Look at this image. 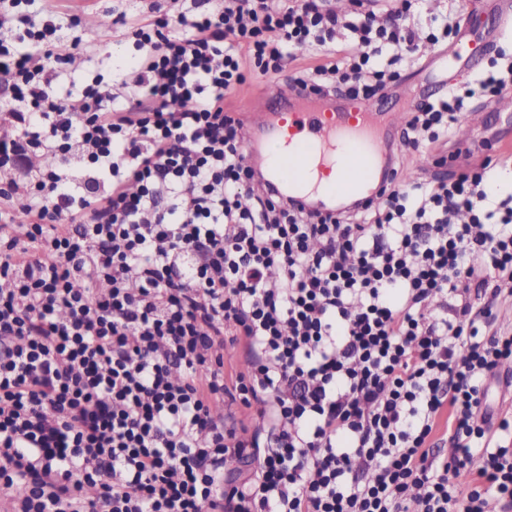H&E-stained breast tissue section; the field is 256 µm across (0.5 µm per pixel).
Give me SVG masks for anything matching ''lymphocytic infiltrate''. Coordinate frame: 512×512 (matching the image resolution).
I'll list each match as a JSON object with an SVG mask.
<instances>
[{
  "instance_id": "obj_1",
  "label": "lymphocytic infiltrate",
  "mask_w": 512,
  "mask_h": 512,
  "mask_svg": "<svg viewBox=\"0 0 512 512\" xmlns=\"http://www.w3.org/2000/svg\"><path fill=\"white\" fill-rule=\"evenodd\" d=\"M129 24L134 81L94 77L71 107L55 31L4 34L13 146L48 157L0 195V495L8 512H512V415L487 385L512 360L492 298L512 285V196L487 167L404 183L384 208L308 212L245 161L224 109L293 49V87L370 100L415 55L411 0H201ZM512 87V54L422 98L412 150H437L472 99ZM184 102L181 110L173 102ZM80 156L74 178L62 161ZM26 223H18V216ZM491 300L449 310L458 280ZM241 347L247 371L227 369ZM256 407L248 427L233 405ZM454 453L429 446L440 416ZM483 466L460 483L473 456ZM255 465L229 481L227 463Z\"/></svg>"
}]
</instances>
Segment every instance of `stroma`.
I'll use <instances>...</instances> for the list:
<instances>
[{"label":"stroma","instance_id":"stroma-1","mask_svg":"<svg viewBox=\"0 0 512 512\" xmlns=\"http://www.w3.org/2000/svg\"><path fill=\"white\" fill-rule=\"evenodd\" d=\"M166 0H37L36 9L53 16L61 28L53 39L58 44L72 47L76 58L68 65L61 83L62 91L78 92L85 79L95 74L111 76L119 66L131 60L136 50L124 27L116 25L115 17L127 13L135 17L150 14L152 6ZM492 0H466L465 8H457L456 0H416L413 10L423 32H430L433 18L453 11L459 12L464 28L472 34V48H480L481 38L494 24ZM423 61L400 69L399 75L387 90L383 100L386 111L407 119L416 103L404 95L406 87L424 89L428 82L438 81L461 85L473 80L479 71L488 67L480 60L476 68L463 65L448 68L444 56L445 44L427 45L422 49ZM479 150L481 156L491 158L499 169L512 170V89L499 96L496 106L472 102L471 110L456 128L447 146L442 150L448 161L438 165L434 155L423 152L411 156L405 170L413 179L434 181L456 177L464 168L462 151Z\"/></svg>","mask_w":512,"mask_h":512}]
</instances>
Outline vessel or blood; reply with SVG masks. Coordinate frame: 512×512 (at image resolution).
Masks as SVG:
<instances>
[{
    "label": "vessel or blood",
    "instance_id": "vessel-or-blood-1",
    "mask_svg": "<svg viewBox=\"0 0 512 512\" xmlns=\"http://www.w3.org/2000/svg\"><path fill=\"white\" fill-rule=\"evenodd\" d=\"M246 159L295 204L312 212L335 208L349 183L357 203L376 199L383 184L376 172L384 144L401 148L397 117L379 104L346 107L317 97H290L282 87L269 91L267 110L248 126ZM281 153L274 154L270 145Z\"/></svg>",
    "mask_w": 512,
    "mask_h": 512
}]
</instances>
